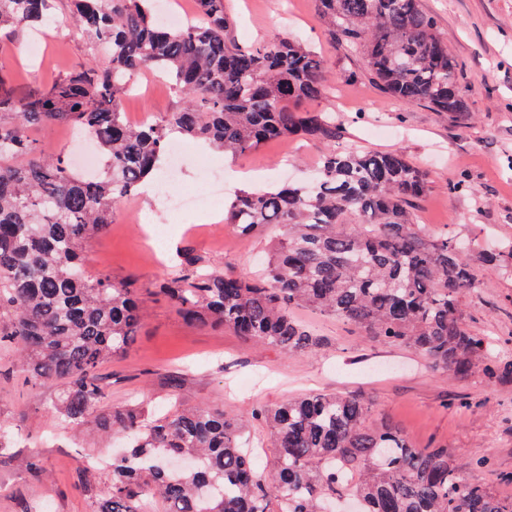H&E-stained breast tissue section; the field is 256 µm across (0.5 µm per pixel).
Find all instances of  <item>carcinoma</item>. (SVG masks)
Masks as SVG:
<instances>
[{"label": "carcinoma", "instance_id": "1", "mask_svg": "<svg viewBox=\"0 0 512 512\" xmlns=\"http://www.w3.org/2000/svg\"><path fill=\"white\" fill-rule=\"evenodd\" d=\"M159 0H0V33L62 18L102 49L47 92L15 95L0 61V342L27 359L28 383L56 391L47 408L73 424L98 420L127 439L92 512H331L346 495L360 512H512L484 482H464L445 448H413L401 431L367 425L356 395L311 393L229 418L219 409L139 405L101 410V364L127 352L142 326L136 289L89 274L84 247L112 223L118 203L162 169L171 134L244 154L288 137L328 145L311 183L242 191L225 214L240 236L271 230L252 276L224 270L192 248L155 293L188 324L221 325L290 354L322 340L292 314L305 307L361 335L400 344L433 367L489 382L512 379V355L466 325L479 287L461 242L427 240L410 211L430 191L427 171L396 151L336 148V119L305 107L325 97L328 71L299 41L231 42L225 0H194L200 22L161 23ZM331 38L360 51L395 101L467 111L458 60L422 0H317ZM143 70L169 80L181 105L158 121L122 112ZM64 123L93 135L104 167L88 176L66 154L45 155L29 129ZM512 276V244L483 257ZM252 422L270 430L271 475L245 448Z\"/></svg>", "mask_w": 512, "mask_h": 512}]
</instances>
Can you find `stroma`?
<instances>
[{"mask_svg": "<svg viewBox=\"0 0 512 512\" xmlns=\"http://www.w3.org/2000/svg\"><path fill=\"white\" fill-rule=\"evenodd\" d=\"M457 58L468 86L469 110L452 117L426 106L388 98L371 78L364 56L330 39L316 0H226L236 43L255 45L277 35L299 37L321 56L332 84L315 110L336 116L337 145L399 151L430 175L431 190L415 206V221L433 237L471 240L468 261L478 266L480 286L467 300V325L512 353V279L480 265V252L512 241V0H422ZM28 32L0 37V52L13 60L9 88L18 95L46 90L73 69L98 61L88 38L60 28L39 55ZM179 100L167 79L138 74L123 101L133 124L175 111ZM176 189L205 193L202 167L224 176V197L307 176L327 147L296 138L269 142L231 157L186 141ZM470 191L452 194L462 175ZM164 204L141 189L117 206L107 229L85 248L91 274L134 283L145 311L143 327L123 356L105 362L104 410L142 404L167 410L173 401L224 409L241 416L258 404H275L310 392L351 393L367 400L370 423L396 425L417 448H444L464 463L467 481L488 482L495 495L512 497V383L492 384L482 375L459 378L431 367L419 353L360 336L349 325L307 309L297 318L323 340L317 351L288 355L249 343L218 325L182 321L155 293L164 274L175 273L180 245L192 244L224 269L256 271L270 235L243 237L228 224L201 223L194 210L168 218ZM25 358L0 346V419L13 447L0 449V512H91L106 487L111 466L81 468L85 454L111 448L95 421L64 426L46 410L47 397L24 385Z\"/></svg>", "mask_w": 512, "mask_h": 512, "instance_id": "35a3bbf8", "label": "stroma"}]
</instances>
